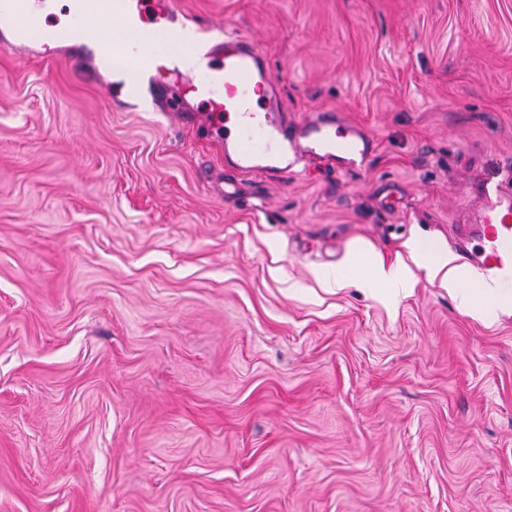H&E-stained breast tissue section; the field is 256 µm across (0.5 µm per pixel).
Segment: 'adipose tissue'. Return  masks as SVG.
<instances>
[{
    "mask_svg": "<svg viewBox=\"0 0 512 512\" xmlns=\"http://www.w3.org/2000/svg\"><path fill=\"white\" fill-rule=\"evenodd\" d=\"M407 249L417 268L423 269L428 279L439 282L441 287L453 293L461 307L486 320L496 318L497 299L502 293L499 281L470 277L456 265L454 255L437 242L413 240ZM351 265L363 273L366 282L386 288L402 282L406 271L405 264L388 266L377 255L361 251L354 252Z\"/></svg>",
    "mask_w": 512,
    "mask_h": 512,
    "instance_id": "1",
    "label": "adipose tissue"
}]
</instances>
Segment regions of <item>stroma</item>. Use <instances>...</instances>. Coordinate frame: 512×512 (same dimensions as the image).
<instances>
[{"label": "stroma", "mask_w": 512, "mask_h": 512, "mask_svg": "<svg viewBox=\"0 0 512 512\" xmlns=\"http://www.w3.org/2000/svg\"><path fill=\"white\" fill-rule=\"evenodd\" d=\"M369 168L243 175L38 42L0 50V512H512V325L424 272L512 172V0H178ZM350 266L357 272L363 271L366 282L386 288H394L402 282L403 274L409 270L403 263L387 267L377 255L361 251L353 252Z\"/></svg>", "instance_id": "1"}]
</instances>
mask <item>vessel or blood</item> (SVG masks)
I'll return each instance as SVG.
<instances>
[{"label": "vessel or blood", "instance_id": "1", "mask_svg": "<svg viewBox=\"0 0 512 512\" xmlns=\"http://www.w3.org/2000/svg\"><path fill=\"white\" fill-rule=\"evenodd\" d=\"M55 0H0V48L14 47L24 31L42 26ZM69 62L91 79L82 51L96 41L131 60L148 76L147 94L183 127L206 125L224 144L226 197L244 174L280 178L299 166L319 163L334 172L367 167L374 140L342 113L321 112L292 123L279 82L260 45L246 36L201 26L208 40L187 57L179 47L190 28L177 0H70ZM477 209L455 227L463 264L482 276L512 280V177L478 183Z\"/></svg>", "mask_w": 512, "mask_h": 512}]
</instances>
